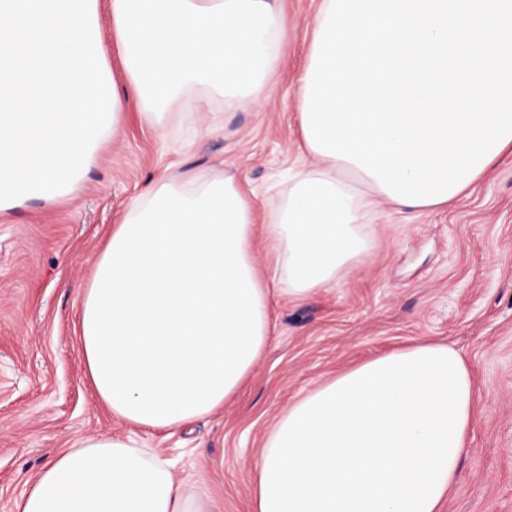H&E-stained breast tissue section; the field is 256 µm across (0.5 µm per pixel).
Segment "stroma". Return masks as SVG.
I'll list each match as a JSON object with an SVG mask.
<instances>
[{"label":"stroma","mask_w":512,"mask_h":512,"mask_svg":"<svg viewBox=\"0 0 512 512\" xmlns=\"http://www.w3.org/2000/svg\"><path fill=\"white\" fill-rule=\"evenodd\" d=\"M290 25L258 104L213 99L183 139L127 114L81 189L0 211V512L79 436L131 438L203 482L212 512H249L253 466L278 416L360 362L423 342L448 346L475 381L476 419L461 478L441 512H512V156L448 209L383 207L370 258L338 287L279 295L251 377L222 410L170 432L118 420L86 377L80 297L105 238L159 171L226 167L257 195L299 161L296 91L318 0H277ZM224 133L205 135L211 113Z\"/></svg>","instance_id":"obj_1"}]
</instances>
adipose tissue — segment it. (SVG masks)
<instances>
[{"mask_svg":"<svg viewBox=\"0 0 512 512\" xmlns=\"http://www.w3.org/2000/svg\"><path fill=\"white\" fill-rule=\"evenodd\" d=\"M287 31L271 0H0V210L73 196L126 109L166 131L204 92L229 109L256 103ZM255 198L232 173L169 165L113 230L80 312L87 374L113 417L169 430L222 409L265 352L276 283L295 299L342 284L371 256L369 227L390 200L308 146L279 199L261 211ZM473 386L465 360L435 343L339 373L276 421L250 512H440L469 446ZM16 512L210 510L167 460L99 435L51 460Z\"/></svg>","mask_w":512,"mask_h":512,"instance_id":"obj_1","label":"adipose tissue"}]
</instances>
